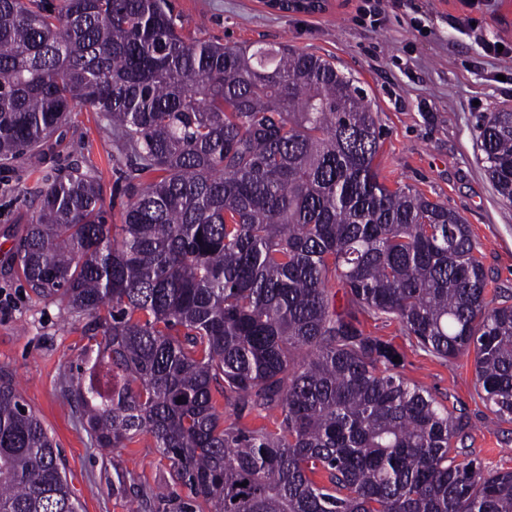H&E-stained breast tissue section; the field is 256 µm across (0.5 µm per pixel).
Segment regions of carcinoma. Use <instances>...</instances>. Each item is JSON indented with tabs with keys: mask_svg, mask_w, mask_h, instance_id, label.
Returning a JSON list of instances; mask_svg holds the SVG:
<instances>
[{
	"mask_svg": "<svg viewBox=\"0 0 512 512\" xmlns=\"http://www.w3.org/2000/svg\"><path fill=\"white\" fill-rule=\"evenodd\" d=\"M79 106L118 143L121 223L94 176H48L14 257L38 297L91 318L88 375L68 383L97 447L149 435L188 490L144 507L512 512V471L458 461V418L362 328L393 316L440 358L473 353L512 421V304L488 297L460 214L383 181L352 76L283 43L186 36L168 0H0V160L41 152ZM478 147L512 204V110L481 117ZM253 413L275 428L240 426ZM0 512H80L6 375Z\"/></svg>",
	"mask_w": 512,
	"mask_h": 512,
	"instance_id": "cac0c4a2",
	"label": "carcinoma"
}]
</instances>
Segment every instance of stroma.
I'll return each mask as SVG.
<instances>
[{"label":"stroma","mask_w":512,"mask_h":512,"mask_svg":"<svg viewBox=\"0 0 512 512\" xmlns=\"http://www.w3.org/2000/svg\"><path fill=\"white\" fill-rule=\"evenodd\" d=\"M365 0H326L322 12L269 9L264 0H169L184 34L224 43H285L331 60L364 89L382 131L381 175L444 203L469 225L491 286L512 295V205L488 178L477 145L484 113L512 109V62L486 56L483 40L512 47V0H377L375 25L360 19ZM115 144L96 113L79 109L37 155L0 161V374L14 379L52 436L81 512H138L134 494L112 489L116 473L146 486L172 482L170 463L143 436L102 454L64 378L84 366L86 317L37 297L13 252L38 207L42 172L95 174L105 195L122 185ZM366 333L401 354L400 375L459 416L466 456L512 470V422L497 418L475 387L472 356L446 360L423 349L395 319L364 317Z\"/></svg>","instance_id":"stroma-1"}]
</instances>
